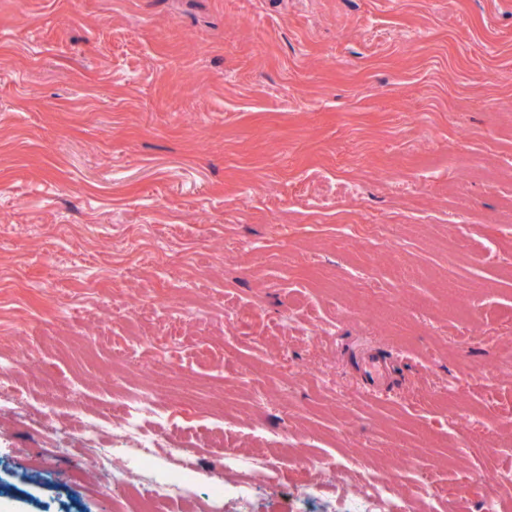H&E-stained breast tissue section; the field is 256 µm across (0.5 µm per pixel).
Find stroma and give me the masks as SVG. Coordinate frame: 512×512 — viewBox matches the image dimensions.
Returning a JSON list of instances; mask_svg holds the SVG:
<instances>
[{
  "label": "stroma",
  "instance_id": "obj_1",
  "mask_svg": "<svg viewBox=\"0 0 512 512\" xmlns=\"http://www.w3.org/2000/svg\"><path fill=\"white\" fill-rule=\"evenodd\" d=\"M393 381L366 387L361 359ZM512 0H0V512H135L283 434L227 512H308L347 454L512 512ZM178 446L37 476L42 403L145 390ZM467 405L457 424L448 400ZM358 462L354 459L336 460L334 462H324L318 460L313 464V472L310 479L301 486L299 497L302 500H310L319 498L322 488L336 484V475L345 468L350 466H358ZM180 488L181 482L177 479L153 485L145 493L140 494V506L137 512H165L161 510L162 505L178 503L182 499Z\"/></svg>",
  "mask_w": 512,
  "mask_h": 512
}]
</instances>
